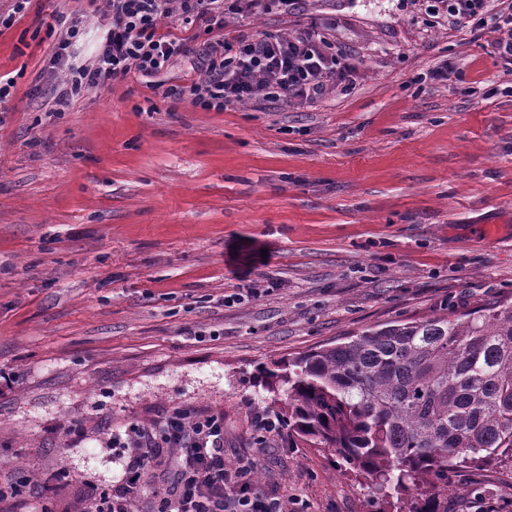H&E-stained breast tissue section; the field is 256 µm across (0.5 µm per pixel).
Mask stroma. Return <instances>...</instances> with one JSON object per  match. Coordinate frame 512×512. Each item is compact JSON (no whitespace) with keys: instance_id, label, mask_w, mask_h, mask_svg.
<instances>
[{"instance_id":"35a3bbf8","label":"stroma","mask_w":512,"mask_h":512,"mask_svg":"<svg viewBox=\"0 0 512 512\" xmlns=\"http://www.w3.org/2000/svg\"><path fill=\"white\" fill-rule=\"evenodd\" d=\"M57 21L89 64V0L0 30V512H83L119 479L113 432L176 406L222 413L225 463L253 458L289 512H380L332 450L258 440V370L512 296V65L489 28L430 0H224L227 39L311 32L350 84L215 112L165 94L192 55L59 106ZM448 512H512V470L449 471Z\"/></svg>"}]
</instances>
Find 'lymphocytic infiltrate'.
Listing matches in <instances>:
<instances>
[{"instance_id":"lymphocytic-infiltrate-1","label":"lymphocytic infiltrate","mask_w":512,"mask_h":512,"mask_svg":"<svg viewBox=\"0 0 512 512\" xmlns=\"http://www.w3.org/2000/svg\"><path fill=\"white\" fill-rule=\"evenodd\" d=\"M109 20V28L91 66L70 70L60 103L83 88L131 75L151 77L175 58L199 54L207 76L170 88L207 110L258 96L307 102L321 95L327 82L346 83L350 74L307 34L228 41L223 38L224 0H91ZM203 28L210 41L166 33L171 18ZM121 476L111 492L90 496L84 512H140L147 500L152 512H288L284 498L253 481L254 460L235 467L224 462V416L175 407L153 424L129 423L114 437ZM176 463L169 487L145 481L147 472Z\"/></svg>"}]
</instances>
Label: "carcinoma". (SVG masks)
Returning <instances> with one entry per match:
<instances>
[{"mask_svg":"<svg viewBox=\"0 0 512 512\" xmlns=\"http://www.w3.org/2000/svg\"><path fill=\"white\" fill-rule=\"evenodd\" d=\"M288 439L332 448L400 512H448V469L512 466V302L367 328L273 363Z\"/></svg>","mask_w":512,"mask_h":512,"instance_id":"1","label":"carcinoma"}]
</instances>
